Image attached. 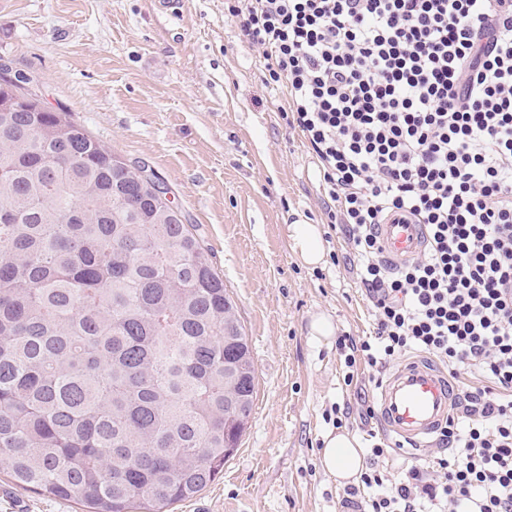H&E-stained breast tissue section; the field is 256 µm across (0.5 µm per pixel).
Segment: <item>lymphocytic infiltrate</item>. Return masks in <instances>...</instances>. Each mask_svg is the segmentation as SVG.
I'll list each match as a JSON object with an SVG mask.
<instances>
[{"label": "lymphocytic infiltrate", "instance_id": "lymphocytic-infiltrate-1", "mask_svg": "<svg viewBox=\"0 0 512 512\" xmlns=\"http://www.w3.org/2000/svg\"><path fill=\"white\" fill-rule=\"evenodd\" d=\"M284 86L288 127L315 159L358 257L374 333L339 337L344 384L424 353L464 393L428 460L371 464L357 512H512V0H227ZM425 225L422 257L390 269L378 224Z\"/></svg>", "mask_w": 512, "mask_h": 512}]
</instances>
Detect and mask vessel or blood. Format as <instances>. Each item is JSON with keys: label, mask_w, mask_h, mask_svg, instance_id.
I'll return each instance as SVG.
<instances>
[{"label": "vessel or blood", "mask_w": 512, "mask_h": 512, "mask_svg": "<svg viewBox=\"0 0 512 512\" xmlns=\"http://www.w3.org/2000/svg\"><path fill=\"white\" fill-rule=\"evenodd\" d=\"M384 260L392 266L418 258L424 252L423 225L387 220L378 225ZM457 397L447 375L423 359H413L389 370L377 394V415L384 432L413 449L427 447Z\"/></svg>", "instance_id": "1"}]
</instances>
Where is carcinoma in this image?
I'll list each match as a JSON object with an SVG mask.
<instances>
[{
  "label": "carcinoma",
  "mask_w": 512,
  "mask_h": 512,
  "mask_svg": "<svg viewBox=\"0 0 512 512\" xmlns=\"http://www.w3.org/2000/svg\"><path fill=\"white\" fill-rule=\"evenodd\" d=\"M0 111V459L87 512H165L224 471L256 394L208 250L65 112Z\"/></svg>",
  "instance_id": "1"
}]
</instances>
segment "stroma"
Listing matches in <instances>:
<instances>
[{
    "label": "stroma",
    "mask_w": 512,
    "mask_h": 512,
    "mask_svg": "<svg viewBox=\"0 0 512 512\" xmlns=\"http://www.w3.org/2000/svg\"><path fill=\"white\" fill-rule=\"evenodd\" d=\"M0 60L28 78L43 105L70 113L130 163L170 187L196 225L234 301L252 351L257 394L224 474L166 512H336L342 485L320 465L335 405L362 423L377 388L369 367L343 382L337 337L373 332L359 262L327 225L326 196L303 137L281 112L284 87L263 82L262 49L243 41L224 0H0ZM322 227L327 259L302 264L288 239L295 218ZM334 334L315 339L313 317ZM81 505L14 486L0 460V512H81Z\"/></svg>",
    "instance_id": "1"
}]
</instances>
